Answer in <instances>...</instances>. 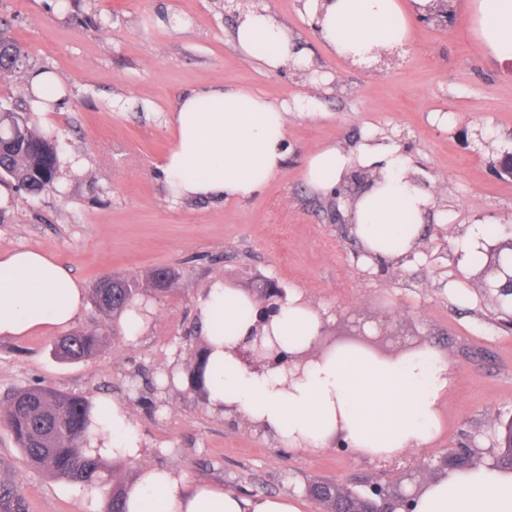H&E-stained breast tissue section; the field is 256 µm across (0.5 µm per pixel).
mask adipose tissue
<instances>
[{"label": "adipose tissue", "mask_w": 512, "mask_h": 512, "mask_svg": "<svg viewBox=\"0 0 512 512\" xmlns=\"http://www.w3.org/2000/svg\"><path fill=\"white\" fill-rule=\"evenodd\" d=\"M433 0H306L322 41L357 65L408 44L412 19ZM471 29L498 63H512V0H466ZM237 50L267 69L301 68L307 58L287 28L267 9L245 8L233 34ZM285 102L221 84L183 92L171 109L174 141L162 164L168 200H243L261 194L285 166L288 114ZM376 171L373 182L345 205L346 219L363 257L392 266L420 255L433 196L414 177L410 161L390 142L366 137L355 149L323 147L307 158L305 181L321 193L357 169ZM497 224L478 220L457 237L463 279L487 261L499 241ZM87 291L65 268L35 249L0 253V339L71 326L85 308ZM197 329L207 357L203 392L207 410L238 416L286 448L351 449L362 458L391 461L427 449L440 431L438 403L453 373L449 358L423 346L380 357L341 346L322 358L306 353L329 318L302 290L280 300L276 313L260 317L253 298L222 278H212L195 300ZM261 350L267 364L253 367L246 349ZM89 456L138 467L125 488L126 512H301L298 499L244 495L181 469L149 463L154 445L137 431L130 413L109 397L92 406ZM410 512H512V469L485 460L445 469L423 483Z\"/></svg>", "instance_id": "ef3b65f1"}]
</instances>
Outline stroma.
Instances as JSON below:
<instances>
[{
	"mask_svg": "<svg viewBox=\"0 0 512 512\" xmlns=\"http://www.w3.org/2000/svg\"><path fill=\"white\" fill-rule=\"evenodd\" d=\"M286 24L309 61L269 72L232 45V0H0V30L28 53L0 82V102L35 112L58 141L55 191L10 188L0 202V252L50 255L84 286L112 273L145 277L177 269V284L155 293L151 325L138 345L111 339L96 356L58 360L59 332L0 340V407L27 387H50L94 401L109 397L157 442L152 459L244 495L293 496L303 512H323L305 492L311 480L367 492L370 484L430 480L422 462L464 445L490 458L493 420L512 415V332L500 325L494 295L451 294L459 275L453 238L483 218L512 233V181L494 167L512 153V65L483 55L463 10L417 20L401 55L384 66L354 67L319 40L303 0H255ZM62 85L48 114L27 88L36 71ZM245 86L299 104L288 115L283 172L253 198L169 203L159 165L172 145L168 113L184 91ZM388 138L409 158L444 224L428 222L420 260L395 268L363 261L332 197L307 185L308 156L335 144L355 148L366 134ZM260 295L268 283L301 289L326 305L328 336L384 315L370 336L379 353L398 352L408 326L449 355L454 376L438 405L441 431L424 450L393 463L356 458L345 448L281 446L245 421L210 416L195 392L148 389L171 352L193 361L195 294L213 277ZM0 483L23 494L28 512H104L107 489L89 490L30 469L0 425Z\"/></svg>",
	"mask_w": 512,
	"mask_h": 512,
	"instance_id": "1",
	"label": "stroma"
}]
</instances>
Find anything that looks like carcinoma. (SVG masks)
I'll list each match as a JSON object with an SVG mask.
<instances>
[{
    "mask_svg": "<svg viewBox=\"0 0 512 512\" xmlns=\"http://www.w3.org/2000/svg\"><path fill=\"white\" fill-rule=\"evenodd\" d=\"M59 167L57 140L42 134L31 114L0 103V179H8L40 195L56 188ZM177 270L158 268L141 282L135 275L116 274L93 289V304L107 316L119 317L145 287L168 289ZM109 330H77L61 338L54 355L77 361L97 354ZM91 406L83 399L51 389L29 387L14 393L0 410V423L12 433L28 465L48 477L83 487L97 488L110 481V466L86 455ZM124 487L112 486L105 512H126ZM0 512H27L18 491L0 484Z\"/></svg>",
    "mask_w": 512,
    "mask_h": 512,
    "instance_id": "cac0c4a2",
    "label": "carcinoma"
}]
</instances>
